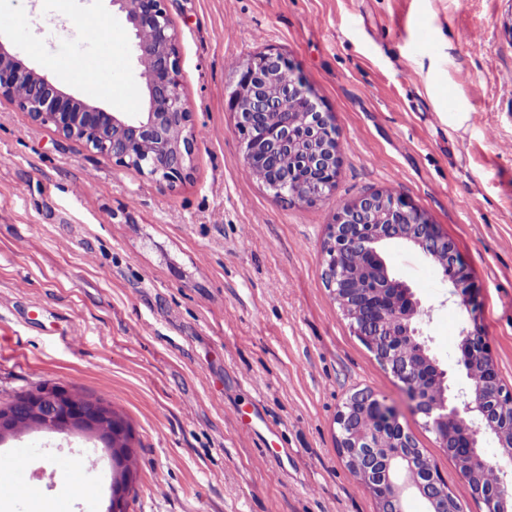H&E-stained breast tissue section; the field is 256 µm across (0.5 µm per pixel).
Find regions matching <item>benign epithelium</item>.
Returning a JSON list of instances; mask_svg holds the SVG:
<instances>
[{"label":"benign epithelium","instance_id":"1","mask_svg":"<svg viewBox=\"0 0 512 512\" xmlns=\"http://www.w3.org/2000/svg\"><path fill=\"white\" fill-rule=\"evenodd\" d=\"M134 34L136 60L151 59L140 69L143 111L129 115L108 112L63 91L0 43V97L8 99L31 118L74 138L92 152L105 154L123 167L174 185L187 176L198 146L191 112L180 90L179 57L171 19L163 0H110ZM302 104L305 122L296 127L289 118L294 103ZM231 108L243 136V158L252 168L267 173L264 185L286 200L315 202L329 196L336 182L338 154L332 116L320 110L309 87L279 52H263L241 70L230 94ZM400 241L427 256H442L454 276V295L469 304L475 288L471 271L454 243L422 212L391 193L375 192L343 205L328 226L324 279L356 333L375 337L372 352L402 384L425 425L441 448L465 438L467 461L459 467L475 497L485 501L486 512H505L512 503V391L506 390L495 365L487 379L466 390H454L448 371L428 354L418 323L425 314L421 302L402 281L392 276L382 257L384 246ZM356 254L372 276L373 287L355 281L345 266L348 253ZM489 355L479 324L463 332L458 363L469 371L468 355ZM433 374L443 389L426 392L418 375ZM38 415L58 430L68 429L78 407L71 392L34 394ZM337 446L346 460L360 457L367 463L360 477L378 503V512H404L406 496L421 495L427 512H460L448 484L431 465H422L412 452L413 435L397 413L370 390H358L344 402L336 417ZM494 434L501 450L492 462L480 452V431ZM481 467L498 474L494 495L486 497L472 477Z\"/></svg>","mask_w":512,"mask_h":512}]
</instances>
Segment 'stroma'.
<instances>
[{
    "label": "stroma",
    "instance_id": "obj_1",
    "mask_svg": "<svg viewBox=\"0 0 512 512\" xmlns=\"http://www.w3.org/2000/svg\"><path fill=\"white\" fill-rule=\"evenodd\" d=\"M199 138L190 175L152 180L0 100V406L47 384L102 400L132 428L127 512H378L337 448L359 389L394 407L460 501L484 512L401 384L323 280L337 209L401 196L469 266L463 307L441 268L394 241L383 257L430 315L429 353L455 389L479 323L512 390V0H164ZM0 42L109 112L133 113L139 68L110 0H0ZM81 26L124 50L121 71L67 75ZM487 34L483 44L473 30ZM282 53L331 113L328 199L284 201L243 161L236 69ZM472 113L450 128L448 97ZM94 435L30 429V484L58 497Z\"/></svg>",
    "mask_w": 512,
    "mask_h": 512
}]
</instances>
